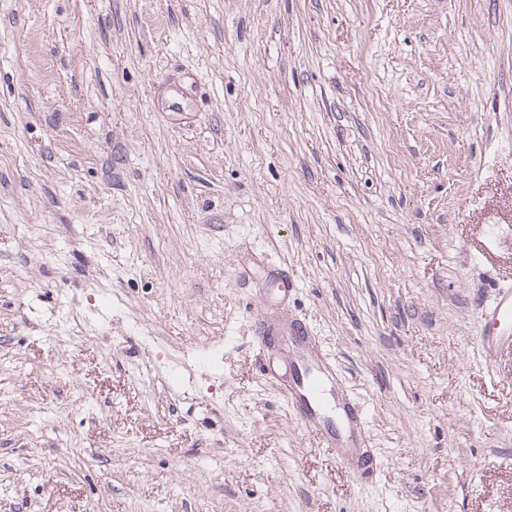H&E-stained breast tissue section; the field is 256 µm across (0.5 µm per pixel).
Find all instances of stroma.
I'll return each instance as SVG.
<instances>
[{
  "mask_svg": "<svg viewBox=\"0 0 512 512\" xmlns=\"http://www.w3.org/2000/svg\"><path fill=\"white\" fill-rule=\"evenodd\" d=\"M504 284L512 0H0V512H512ZM482 321L486 359L503 351L512 353V286L497 288ZM256 336L264 344L276 335L288 341L292 354L287 363L290 381L286 393L288 407L317 445L346 466L361 470L356 462L364 446L361 410L341 396L335 368L314 351L306 327L291 322L273 330L260 324Z\"/></svg>",
  "mask_w": 512,
  "mask_h": 512,
  "instance_id": "1",
  "label": "stroma"
}]
</instances>
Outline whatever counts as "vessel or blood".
I'll return each mask as SVG.
<instances>
[{
  "label": "vessel or blood",
  "mask_w": 512,
  "mask_h": 512,
  "mask_svg": "<svg viewBox=\"0 0 512 512\" xmlns=\"http://www.w3.org/2000/svg\"><path fill=\"white\" fill-rule=\"evenodd\" d=\"M257 332L259 343L276 336L291 347L286 397L297 420L318 447L346 466L360 469L356 456L364 445L361 410L339 393L336 370L315 352L308 330L292 322L275 330L261 325ZM482 336L486 356L512 353V286L497 289L484 312Z\"/></svg>",
  "instance_id": "b4317fda"
}]
</instances>
